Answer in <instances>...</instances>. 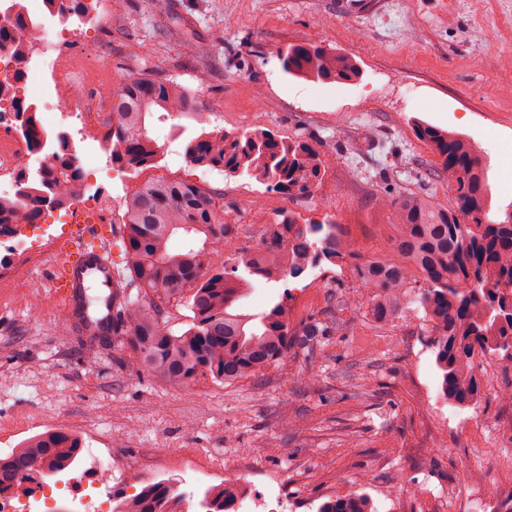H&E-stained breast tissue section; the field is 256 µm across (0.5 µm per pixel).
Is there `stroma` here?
<instances>
[{"mask_svg":"<svg viewBox=\"0 0 512 512\" xmlns=\"http://www.w3.org/2000/svg\"><path fill=\"white\" fill-rule=\"evenodd\" d=\"M84 3L91 24L69 54L85 89L108 95L148 72L203 101L207 123L183 120L165 152L183 153L205 130L260 128L309 140L325 161L321 185L297 199L166 159L95 175L99 196L118 199L158 178L185 181L239 213L229 253L255 247L257 226L284 209L303 223L335 221L359 252L298 278L254 282L251 310L288 303L296 340L284 364L234 384L202 376L175 387L139 372L111 337L85 334L83 318L108 314V286L88 283L69 303L53 293L42 233L52 216L44 214L25 232L27 252L0 274V448L73 432L127 464L122 494L155 477L179 485L190 460L201 491L219 469L245 494L279 474L288 512H318L352 493L374 512H452L476 485L486 512H512V405L503 399L512 362L476 355L477 405H449L420 304L378 320L360 274L394 234L395 217L377 197L451 198L415 122L473 142L489 161L493 206L512 203L501 154L512 147V0H372L364 15L339 0H168L163 18L149 0H112L107 11ZM307 42L354 57L361 80L283 72L280 49Z\"/></svg>","mask_w":512,"mask_h":512,"instance_id":"obj_1","label":"stroma"}]
</instances>
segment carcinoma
I'll return each mask as SVG.
<instances>
[{"mask_svg": "<svg viewBox=\"0 0 512 512\" xmlns=\"http://www.w3.org/2000/svg\"><path fill=\"white\" fill-rule=\"evenodd\" d=\"M37 26L18 8L0 25V45H13L16 32ZM288 74L322 83L350 84L362 72L349 56L318 44L287 46L280 52ZM24 140L30 151L48 161L41 172L16 191L25 204L0 196V238L20 234L47 211L65 207L85 190L74 158L62 160L57 146L65 134L49 135L34 107L20 104ZM203 106L182 86L148 74L131 76L112 92V128L107 132L112 166L136 170L158 162L160 147L148 134L154 114L173 119L200 118ZM416 137L440 159L441 173L452 188L448 205L412 194L378 199L393 211L398 233L391 254L376 255L360 268L371 287L372 311L382 319L397 317L418 286L414 300L422 306L433 332L442 393L448 403L467 407L480 395L474 373L476 354L512 360V204L490 215L489 164L466 140L425 123ZM185 158L229 176H248L291 197L312 193L324 178L320 153L304 140H285L267 130L238 134L203 132L184 146ZM122 239L127 274L112 289V335L120 339L137 367L183 386L201 376L234 383L284 362L292 342L284 302L261 313L243 303L248 279L279 282L298 278L321 261L355 255L354 244L336 235L331 223L302 224L283 211L266 225L258 251L241 255L232 266L212 259V244L230 238L237 216L216 197L183 181L142 184L123 201ZM180 237L189 247L179 249ZM136 297H131V293ZM190 312V327L179 335L166 327L162 312L170 304ZM82 449L77 436L64 431L38 434L7 457H0V492L22 488L14 477L38 466L52 477L74 462ZM170 487L148 486L134 508L161 512ZM237 501L235 481L220 492L205 490L206 512H231ZM318 512H371L370 501L351 494L324 502Z\"/></svg>", "mask_w": 512, "mask_h": 512, "instance_id": "obj_1", "label": "carcinoma"}]
</instances>
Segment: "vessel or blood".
<instances>
[{
  "label": "vessel or blood",
  "mask_w": 512,
  "mask_h": 512,
  "mask_svg": "<svg viewBox=\"0 0 512 512\" xmlns=\"http://www.w3.org/2000/svg\"><path fill=\"white\" fill-rule=\"evenodd\" d=\"M112 227L98 214L79 213L74 224L59 238V250L50 270L51 282L62 298L71 297L85 279L112 280Z\"/></svg>",
  "instance_id": "1"
}]
</instances>
